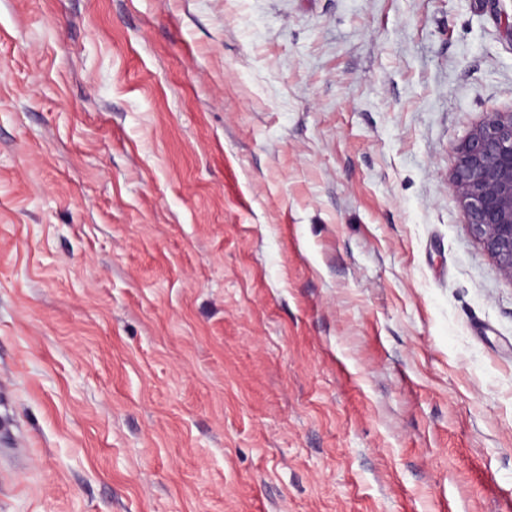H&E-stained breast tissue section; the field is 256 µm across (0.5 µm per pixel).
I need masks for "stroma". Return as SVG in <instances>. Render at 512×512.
<instances>
[{
  "label": "stroma",
  "instance_id": "35a3bbf8",
  "mask_svg": "<svg viewBox=\"0 0 512 512\" xmlns=\"http://www.w3.org/2000/svg\"><path fill=\"white\" fill-rule=\"evenodd\" d=\"M510 110L512 0H0V512H512ZM456 153L449 188L470 232L512 280V110L486 113Z\"/></svg>",
  "mask_w": 512,
  "mask_h": 512
}]
</instances>
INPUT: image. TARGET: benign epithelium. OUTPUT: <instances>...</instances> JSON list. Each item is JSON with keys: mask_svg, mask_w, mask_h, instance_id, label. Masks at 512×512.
<instances>
[{"mask_svg": "<svg viewBox=\"0 0 512 512\" xmlns=\"http://www.w3.org/2000/svg\"><path fill=\"white\" fill-rule=\"evenodd\" d=\"M456 153L449 188L465 225L512 280V110L486 113Z\"/></svg>", "mask_w": 512, "mask_h": 512, "instance_id": "obj_1", "label": "benign epithelium"}]
</instances>
